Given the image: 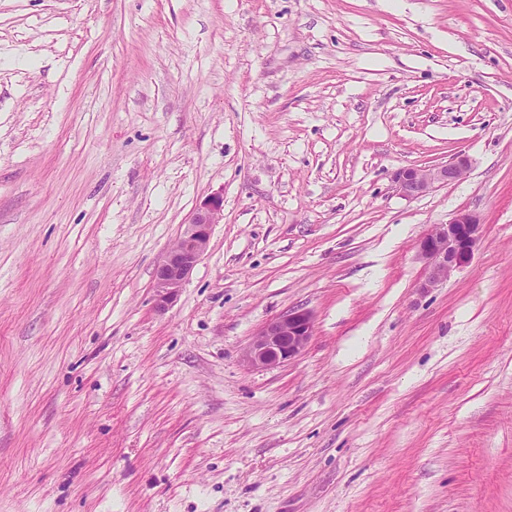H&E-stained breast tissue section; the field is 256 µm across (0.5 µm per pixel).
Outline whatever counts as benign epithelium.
Returning <instances> with one entry per match:
<instances>
[{"label":"benign epithelium","instance_id":"obj_1","mask_svg":"<svg viewBox=\"0 0 512 512\" xmlns=\"http://www.w3.org/2000/svg\"><path fill=\"white\" fill-rule=\"evenodd\" d=\"M469 159L457 155L452 161L425 167H406L393 175L396 191L408 198L460 179ZM224 219V197H206L194 210L175 246L166 254L155 274V300L159 306L172 302L208 248L213 225ZM482 237L477 216L459 210L445 224H435L417 244V256L427 276L423 288H435L452 272L469 264ZM314 333L312 315L294 308L263 325L249 343L245 360L255 368L283 365L302 354Z\"/></svg>","mask_w":512,"mask_h":512}]
</instances>
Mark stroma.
Segmentation results:
<instances>
[{"label": "stroma", "instance_id": "stroma-1", "mask_svg": "<svg viewBox=\"0 0 512 512\" xmlns=\"http://www.w3.org/2000/svg\"><path fill=\"white\" fill-rule=\"evenodd\" d=\"M0 512H512V0H0ZM468 166L469 159L459 154L445 164L401 168L393 175L394 187L401 195L416 198L460 179ZM224 219V197L207 196L194 210L175 246L166 254L155 274V300L159 306L172 302L208 248L213 224ZM482 237L477 216L459 210L445 224H435L417 244L427 276L422 288H435L452 272L469 264ZM314 333L312 315L294 308L263 325L249 343L245 360L255 368L283 365L302 354Z\"/></svg>", "mask_w": 512, "mask_h": 512}]
</instances>
